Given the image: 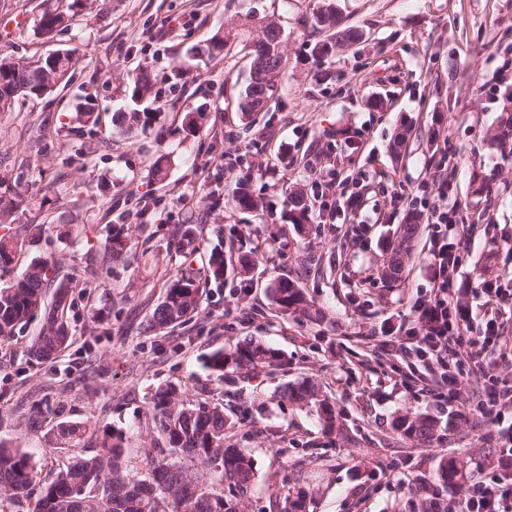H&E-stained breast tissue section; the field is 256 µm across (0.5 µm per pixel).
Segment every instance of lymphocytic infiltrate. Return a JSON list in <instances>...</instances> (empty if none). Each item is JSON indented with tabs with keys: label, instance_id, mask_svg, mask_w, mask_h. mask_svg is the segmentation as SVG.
I'll return each instance as SVG.
<instances>
[{
	"label": "lymphocytic infiltrate",
	"instance_id": "1",
	"mask_svg": "<svg viewBox=\"0 0 512 512\" xmlns=\"http://www.w3.org/2000/svg\"><path fill=\"white\" fill-rule=\"evenodd\" d=\"M456 215L455 207L427 199L420 210L408 212L409 218L422 219L431 228L427 246L431 275L424 298L415 307L416 324L405 330L398 348L415 353L426 368H440L441 381L430 391L438 406H448L468 387L478 386L476 413L496 430V462L480 470L461 501L432 498L429 512H512V380L486 372L493 362L512 366V343L502 336L498 322L502 309L512 300V289L482 283L477 295L489 318L483 335H472L469 317L448 276L462 260L444 233L445 226L455 224Z\"/></svg>",
	"mask_w": 512,
	"mask_h": 512
}]
</instances>
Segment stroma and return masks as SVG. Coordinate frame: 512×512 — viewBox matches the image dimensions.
Instances as JSON below:
<instances>
[{
	"mask_svg": "<svg viewBox=\"0 0 512 512\" xmlns=\"http://www.w3.org/2000/svg\"><path fill=\"white\" fill-rule=\"evenodd\" d=\"M54 2L0 0V56L77 57L66 85L0 112V200L25 212L23 223L0 224L19 244L0 286L39 256L81 285L65 311L71 344L56 359L37 363L24 352L38 317L0 344V442L31 452L47 479L93 453L94 432L119 431L128 469L147 475L162 446L150 406L170 385L187 401L222 404L233 423L227 443L253 456L256 483L241 512H284L301 486L313 493L309 512H426L424 484L441 499L461 498L496 459L488 427L467 401L443 409L421 392L415 356L379 349L384 332L411 317L428 276L427 228L402 241L406 213L391 198L447 181L461 221L476 225L451 278L481 330L475 287L512 279V154L499 141L512 117V70L502 69L512 60V0H97L45 41L33 22ZM326 4L339 27L362 38L322 57L312 49L330 35L315 21ZM269 23L282 32L283 73L268 111L249 124L238 102ZM216 35L224 49L206 55ZM146 65L156 94L135 103L128 83ZM87 102L99 114L93 127L70 119ZM120 110L156 119L122 135L112 130ZM445 148L457 156L444 168ZM161 156L159 179L152 165ZM336 174L362 190L360 222L337 208ZM242 175L263 209L235 203ZM296 190L322 192L331 222L315 214L305 229L290 224L287 197ZM62 213L71 234L33 241L22 229ZM116 224L135 228L126 262L91 264ZM177 226L192 230L178 248ZM216 247L220 288L204 279ZM395 248L403 269L393 281L383 267ZM244 255L253 260L245 275ZM182 275L200 282L199 313L146 332L167 283ZM283 279L301 288L310 315L276 310L271 290ZM245 339L278 350L281 365L217 379L208 356ZM302 381L335 410L334 429L315 407L281 398ZM405 415L436 421L434 440L394 431ZM63 422L86 426L87 436L58 437ZM446 461L459 468L448 483L438 478Z\"/></svg>",
	"mask_w": 512,
	"mask_h": 512,
	"instance_id": "obj_1",
	"label": "stroma"
}]
</instances>
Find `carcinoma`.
<instances>
[{"label":"carcinoma","mask_w":512,"mask_h":512,"mask_svg":"<svg viewBox=\"0 0 512 512\" xmlns=\"http://www.w3.org/2000/svg\"><path fill=\"white\" fill-rule=\"evenodd\" d=\"M67 7L48 8L34 22V33L50 39L53 32L66 26L84 10L91 8L89 0H63ZM359 34L338 29L328 44L320 47L327 54L355 43ZM75 57L69 52L51 58L46 55L33 64L0 58V112L10 110L21 99H38L47 87L49 74L70 73ZM281 70L262 67L249 73L240 112L250 114L261 109L277 88ZM154 83L148 67H142L129 84L134 102L151 96ZM153 114L147 112H116L112 125L131 132L150 125ZM288 219L303 227L310 223V212L303 193L289 197ZM135 229L130 224L112 225V234L104 242L100 262L109 264L126 261ZM18 243L12 237H0V267L15 256ZM207 278L216 287L224 286V254L212 250L207 261ZM54 288L51 305H46L45 293ZM77 287L73 278L62 275L56 263L42 257L33 258L19 280L0 287V340L8 341L14 330L38 313H44L39 333L26 346L30 360L46 362L68 345L71 336L61 312ZM279 310L302 313L309 306L300 288L280 280L272 288ZM202 293L194 279L181 276L168 286L164 299L154 308L148 328L162 331L185 322L201 308ZM281 362L277 350L249 341L224 346L209 355L206 366L222 378L244 367L273 366ZM282 397L297 403H312L325 427L332 428L336 415L319 389L310 382L287 386ZM152 420L160 438L170 450L187 455L205 467L209 474L197 477L181 463L166 458L153 462L149 479H140L126 466L127 448L120 432L103 431L95 435L98 449L91 455H81L54 474L45 483L42 497L33 512H240L241 498L251 492L256 479L254 462L245 448L224 447V406L207 402L190 403L174 387L156 392L151 409ZM437 423L424 416L400 417L392 428L422 443L431 441ZM38 471L31 456L19 449L0 443V497L20 500L24 491L37 481ZM227 488L224 495L217 487ZM312 493L305 488L296 491L286 512H306Z\"/></svg>","instance_id":"1"}]
</instances>
